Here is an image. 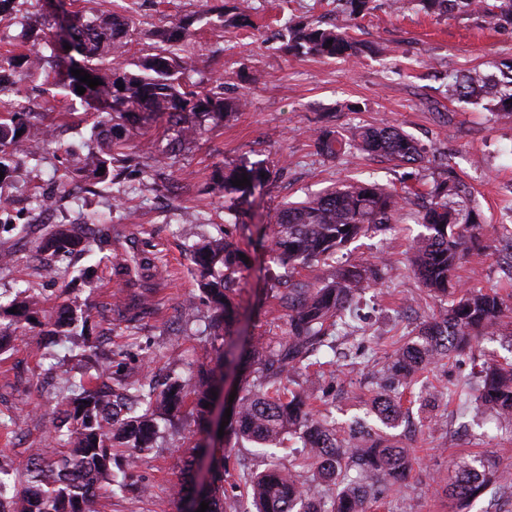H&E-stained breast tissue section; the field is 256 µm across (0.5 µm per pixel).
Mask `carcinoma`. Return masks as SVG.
I'll return each instance as SVG.
<instances>
[{"instance_id":"1","label":"carcinoma","mask_w":512,"mask_h":512,"mask_svg":"<svg viewBox=\"0 0 512 512\" xmlns=\"http://www.w3.org/2000/svg\"><path fill=\"white\" fill-rule=\"evenodd\" d=\"M424 8L451 14L478 13L497 26H512V0H420ZM191 23L180 21L158 32L157 52L128 63L130 20L110 10L97 9L88 16L73 14L70 42L76 47L81 69L102 84L90 88L72 76L58 73L55 85L87 105L102 93L112 96L121 107L98 113L85 145L87 154L70 166L69 173L87 185L112 179L113 164L127 147L154 156L158 167L171 166L174 149L154 154L153 143L129 145V121H164L175 131L174 144L196 142L203 134L200 123L186 118V111L210 117H227L242 110L245 101L224 97V83L206 92L193 90L187 79L198 67L199 54L192 43ZM289 48L304 50L323 58L356 59L359 44L337 26L324 29L310 22L286 26ZM332 44H327V41ZM47 59L36 44L0 58V94L32 72L43 70ZM124 90H119V86ZM85 93H77V87ZM448 97L467 101L486 100V109L512 117V69L488 73L471 69L455 75L448 83ZM33 113L15 101L0 99V171L8 179L22 159L36 161L57 145L52 127L32 121ZM21 136H16V132ZM318 150L339 158L357 146L379 152L401 164L430 162L417 141L394 128L358 126L351 135L323 129L315 135ZM105 172H100V169ZM263 170L238 166L213 177L217 194L230 200L227 209L252 192V184L264 181ZM247 176L250 184L235 186L232 181ZM404 198L377 184L361 181L344 183L302 202L287 203L275 215L270 234L273 260L288 271L314 263H328L357 239L392 223ZM478 205L453 169L441 171L433 180L430 201L420 212L424 231L413 241L414 272L429 291L448 303L443 315L423 325L407 342L375 359V396L370 413L383 428L359 426L343 437L336 422L311 409L310 396L290 389L287 382L299 370L323 365L322 349L334 348L339 337H351L362 319L357 291L375 277L372 265H349L317 284L296 285L278 296L288 310V333L272 344L263 338L244 350L247 371L225 421L224 442L243 440L277 445L286 436L303 452L288 467L277 464L241 477L256 512H367L368 491L392 489L405 481L409 471L408 451L396 445L385 432L396 426L402 415L401 399L412 386L417 372L444 361L471 347L473 339L489 333L504 312L511 309L494 291H461L456 288V271L463 257L479 247L482 226ZM104 215L91 211L84 223L58 224L41 238L38 250L45 260L60 255L90 256L101 246ZM199 274V290L215 314L217 325L229 333L236 306L232 293L237 274L244 265L242 250L224 232L200 245H191ZM153 264L150 257L136 253L120 264L124 274L142 278ZM77 288H96L91 267L65 270ZM39 294L26 287L14 298L0 301V350L11 338L32 328L46 336L79 349V355L95 364L96 375L83 381L78 391L56 394L62 420L53 423L51 433L60 447L28 449L26 465L19 468L0 460V512H97L96 489L110 484L111 494L125 487L112 475L114 447L140 448L158 428V420L174 418L186 399L193 398L191 415L201 430L210 425L211 391L215 369L204 367L188 381L174 382L157 390L144 379L129 377L121 383L131 397L122 405L112 402L106 381L112 379V357L98 351L96 341L86 334L89 312L77 303L64 304L57 317L39 320ZM15 312H9V309ZM9 319L3 324L1 320ZM464 401L494 413L503 434H512V364L484 363L475 380L463 384ZM194 460L184 465V475L176 483V495L192 503L197 512L208 503L206 512H224V459H212L208 488L194 486L188 479ZM499 495L512 494V482L503 479L498 463L487 458L464 459L455 464L449 496L458 509L479 499L488 489Z\"/></svg>"}]
</instances>
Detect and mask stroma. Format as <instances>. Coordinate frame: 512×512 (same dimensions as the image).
<instances>
[{"mask_svg": "<svg viewBox=\"0 0 512 512\" xmlns=\"http://www.w3.org/2000/svg\"><path fill=\"white\" fill-rule=\"evenodd\" d=\"M239 0H106L107 9L131 14L135 25L130 57L155 53L157 30L192 19L197 45L203 52L194 81L219 76L224 95L243 97L245 110L220 122L206 121L196 144L181 150L172 166L159 170L158 190L140 192L125 181L131 194L124 206L112 205L111 186L79 190L65 183L55 159L21 162L10 181L0 184V206L17 216L14 228L0 232V249L13 251L18 262L0 272V292L33 286L39 289L45 315L56 313L67 300L64 275H49L35 258L36 246L48 223L77 221L88 211L110 217L106 231L112 246L106 259L90 257L99 277L97 290L78 294L87 304L94 332L103 334L120 372L148 376L157 383L187 377L208 364L224 342V333L211 325L212 311L203 302L187 307L198 292L197 275L188 248L195 242L229 235L244 251L247 262L237 276L234 300L239 305L236 330L241 338L261 336L278 340L287 326L276 296L290 283H315L334 274L335 265L318 264L286 274L271 264L269 226L278 208L342 183L375 182L406 197L404 208L389 229L351 244L342 258L346 265L377 262L381 278L365 290L363 333L372 348H387L392 337L408 334L439 315L443 306L422 287L409 262L410 245L420 232L415 199L427 193L433 172L454 167L474 191L479 204L483 244L456 272L461 289H493L512 295V244L502 225L512 215V118L488 112L483 106L448 97L450 75L489 63L512 61V27L497 28L488 18L459 13L425 12L419 0H371L370 8L346 20V0H254L251 23L219 27L202 21V14L223 4L233 16ZM16 17L0 19V55L20 50L23 30L17 16L51 19L46 0H17ZM346 24L363 52L356 62L324 59L289 50L285 21ZM53 111L30 84L19 85V99L31 101L39 121L61 127L64 145L80 147L90 128L82 112L71 109L62 88H54ZM390 126L412 135L435 162L406 177L405 167L377 153L353 152L343 159L317 155L314 131L347 130L357 125ZM258 165L276 172V179L256 191L247 203L243 225L229 227L224 200L212 191L215 169ZM55 197L52 220L41 214L44 191ZM208 213L209 223L194 220ZM144 250L154 263L150 270L153 303L150 311L127 307L139 288L136 280L120 276L116 256ZM350 341L336 343V357L319 382L309 385L314 410L344 424L363 415L373 393V365L349 355ZM67 359L74 376L86 368L68 358L65 348L51 346L48 337L19 336L0 351V410H11V432L0 431V454L22 464L31 441H46L44 423L55 402L45 374L51 364ZM512 360V312L505 314L492 335L448 364L429 366L422 374L431 397L417 393L402 398L404 417L395 429L397 445L406 448L412 467L404 487L391 490L369 512H452L444 484L455 462L470 455L496 457L512 470V456L497 451L512 439L498 432L490 413L460 406L448 398L449 389L463 384L475 365L489 360ZM192 416L182 413L161 424L151 448L140 455L131 471L126 493L101 498L100 512H181L171 488L191 449L203 442ZM268 462L262 449L241 442L229 453L224 486L231 501L224 512H253L241 497L239 476L259 472Z\"/></svg>", "mask_w": 512, "mask_h": 512, "instance_id": "obj_1", "label": "stroma"}]
</instances>
